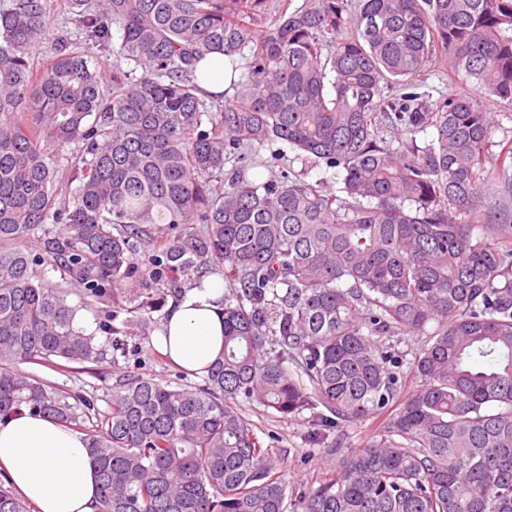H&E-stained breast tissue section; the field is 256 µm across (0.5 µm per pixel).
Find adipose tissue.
<instances>
[{
    "label": "adipose tissue",
    "mask_w": 512,
    "mask_h": 512,
    "mask_svg": "<svg viewBox=\"0 0 512 512\" xmlns=\"http://www.w3.org/2000/svg\"><path fill=\"white\" fill-rule=\"evenodd\" d=\"M224 280L207 277L168 309L160 344L188 372H203L224 345ZM0 480L38 512H97L98 478L82 433L23 407L0 416Z\"/></svg>",
    "instance_id": "ef3b65f1"
}]
</instances>
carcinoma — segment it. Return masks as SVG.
<instances>
[{
  "label": "carcinoma",
  "instance_id": "carcinoma-1",
  "mask_svg": "<svg viewBox=\"0 0 512 512\" xmlns=\"http://www.w3.org/2000/svg\"><path fill=\"white\" fill-rule=\"evenodd\" d=\"M65 11L75 40L50 37L48 0L0 5V415L28 406L82 426L94 403L36 370L103 356L27 242L114 335L117 321L146 330L165 297L218 271L224 350L203 383L124 371L86 428L98 512H286L284 458L241 398L307 413L312 447L379 421L292 512H512V207L489 202L512 191V144L489 154L485 107L512 102V0ZM114 24L107 75L91 57L112 51ZM213 52L248 69L228 106L197 84ZM443 57L475 90L431 104L409 79ZM277 141L300 171L249 177L252 150ZM322 164L337 190L306 180ZM407 335L420 345L404 372L391 340ZM0 512H28L2 481ZM29 250L33 252V254L44 257L46 260L44 264L40 267L44 270L45 278L51 282L52 284L62 285L63 287L68 288H78L74 285H71L70 277L67 272H65L62 268H57L54 266L53 262L49 261V257L42 251L43 246L40 243L32 242L28 244Z\"/></svg>",
  "mask_w": 512,
  "mask_h": 512
}]
</instances>
